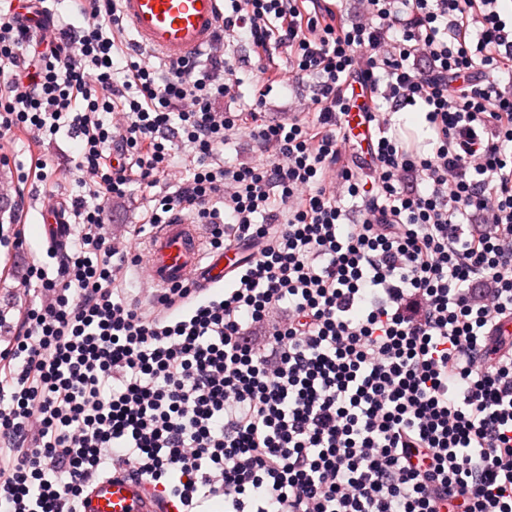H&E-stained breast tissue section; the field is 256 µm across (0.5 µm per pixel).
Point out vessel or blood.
Returning a JSON list of instances; mask_svg holds the SVG:
<instances>
[{
	"label": "vessel or blood",
	"instance_id": "obj_1",
	"mask_svg": "<svg viewBox=\"0 0 512 512\" xmlns=\"http://www.w3.org/2000/svg\"><path fill=\"white\" fill-rule=\"evenodd\" d=\"M120 9L138 46L176 60L212 44L224 3L223 0H120ZM43 225V243L47 249L63 250L70 234L65 207L52 205ZM243 259V251L236 247L218 255L206 254L197 224L177 213L151 235L143 263L154 288L178 285L213 288L232 281ZM80 512H172V507L127 467L120 473L93 480Z\"/></svg>",
	"mask_w": 512,
	"mask_h": 512
}]
</instances>
